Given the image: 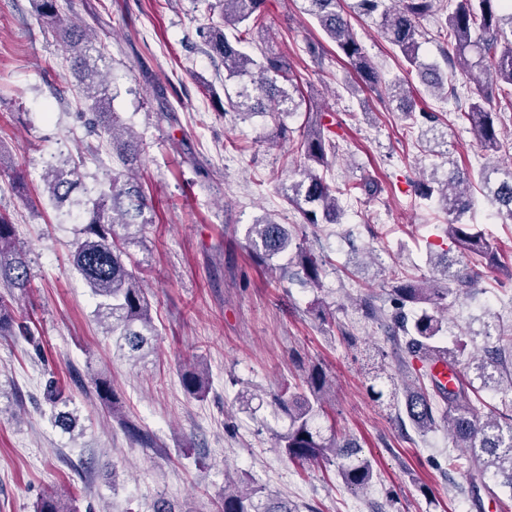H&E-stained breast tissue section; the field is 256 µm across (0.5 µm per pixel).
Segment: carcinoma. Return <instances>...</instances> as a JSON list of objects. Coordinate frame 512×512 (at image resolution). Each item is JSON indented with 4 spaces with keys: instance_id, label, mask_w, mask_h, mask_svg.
<instances>
[{
    "instance_id": "cac0c4a2",
    "label": "carcinoma",
    "mask_w": 512,
    "mask_h": 512,
    "mask_svg": "<svg viewBox=\"0 0 512 512\" xmlns=\"http://www.w3.org/2000/svg\"><path fill=\"white\" fill-rule=\"evenodd\" d=\"M267 0H216L212 8H220L223 24L202 26L200 35L210 55L224 61V82H235V99L231 107L244 116L254 114L277 120L284 113L298 111L304 104L298 75L288 59L271 50L260 49L255 59L243 50L246 35L264 28ZM341 0H304L303 10L311 15L325 36L359 74L364 84L375 89L384 86L388 102L395 105L410 121L422 128V134L438 136L435 114L414 110L413 91L407 78L385 81L382 73L368 58L355 32L343 14ZM37 8L59 34L71 55V71L78 82L79 94L90 101L92 128L100 130L112 145V154L123 170L100 184L85 226L71 253L73 268L97 299L95 315L105 325L107 334L118 337L121 347L130 357L143 359L153 350L156 328L151 316V304L145 293V268L134 265L129 249L142 243L149 199L138 182L137 162L143 151L142 140L112 111L108 80L92 55V42L85 26L60 12L58 0H38ZM359 14L381 18L384 38L397 48L406 64V73H414L420 84L432 96L453 103L458 118L470 126L484 155H496L504 147L500 139L501 113L492 111L491 97L477 84L475 91L461 102L458 86L447 84V78L436 63L426 62L421 55L422 31L420 20L435 21L437 40L452 46L454 57H446L450 68L457 69L466 79L480 75L494 84L503 99L512 103V0H454L450 11L441 0H354ZM313 111V106H308ZM315 112V111H313ZM336 141L330 114L315 112V119L304 128L301 138L292 148L303 158L299 179L288 186L289 204L300 212L305 224H336L344 213L341 196L372 195L374 184L356 180L339 187L317 173L310 163L325 169L336 156ZM452 169L444 176L433 171L430 178L417 187L419 197L434 199L447 217V232L452 241L467 251L470 257L482 261L497 260L494 240L476 224L465 221L473 209L474 185L482 186L496 215L512 222V169L483 163L478 169H462L448 160ZM45 191L60 207L72 202L79 186L78 167L71 164L49 165L44 174ZM295 235L272 217L250 225L246 231L247 245L259 263L270 261L290 249H295L296 265L313 286H318L321 263L301 245H293ZM445 288H431L426 280L407 278L393 288L394 309L385 314L394 335L404 339L406 358L426 364L444 360L448 369L459 366L465 346L456 349L444 345L441 332L448 312V297L469 296L479 283L481 273L476 266H464L455 271L449 265L442 269ZM31 258L21 246L15 226L8 214L0 211V283L26 294L31 288ZM15 295H0V336L32 337L30 326L17 319ZM474 377L455 378L445 386L433 379V393L423 386V375L414 376L405 391V416L419 432L433 429L437 420H448V430L457 448L468 454L453 459L459 469L477 472L479 480L470 483L468 496L474 506H480V491L495 487L512 493V409L484 414L478 404L486 388L512 390V336L497 342L471 357ZM184 390L196 397L206 393L210 374L206 364L194 362L181 375ZM306 390L281 396L279 410L288 418L286 432L274 435V447L289 461L306 466L338 461V476L351 490L365 492L374 471L362 454L358 442L347 436H325L317 419L322 411V395L326 386L325 373L314 367L305 376ZM92 384L100 400L112 408L132 440L142 445L149 438L129 420L118 405L110 381L97 375ZM43 398L50 406L56 423L65 431L72 429L69 400L63 398L56 382L49 381ZM35 512H77L72 500L62 495H46L36 505ZM221 512H299V506L284 498L263 495L244 475L225 478Z\"/></svg>"
}]
</instances>
